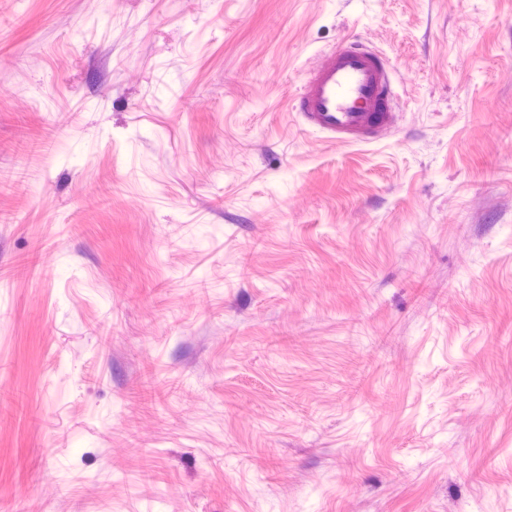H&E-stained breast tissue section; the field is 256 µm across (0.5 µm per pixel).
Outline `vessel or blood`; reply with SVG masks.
I'll return each instance as SVG.
<instances>
[{
    "instance_id": "vessel-or-blood-1",
    "label": "vessel or blood",
    "mask_w": 512,
    "mask_h": 512,
    "mask_svg": "<svg viewBox=\"0 0 512 512\" xmlns=\"http://www.w3.org/2000/svg\"><path fill=\"white\" fill-rule=\"evenodd\" d=\"M391 69L365 37L345 38L309 68L290 109L309 130L331 143L382 139L392 128Z\"/></svg>"
}]
</instances>
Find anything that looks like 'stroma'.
I'll return each mask as SVG.
<instances>
[{
    "instance_id": "stroma-1",
    "label": "stroma",
    "mask_w": 512,
    "mask_h": 512,
    "mask_svg": "<svg viewBox=\"0 0 512 512\" xmlns=\"http://www.w3.org/2000/svg\"><path fill=\"white\" fill-rule=\"evenodd\" d=\"M360 34L395 122L289 101ZM512 512V0H0V512Z\"/></svg>"
}]
</instances>
